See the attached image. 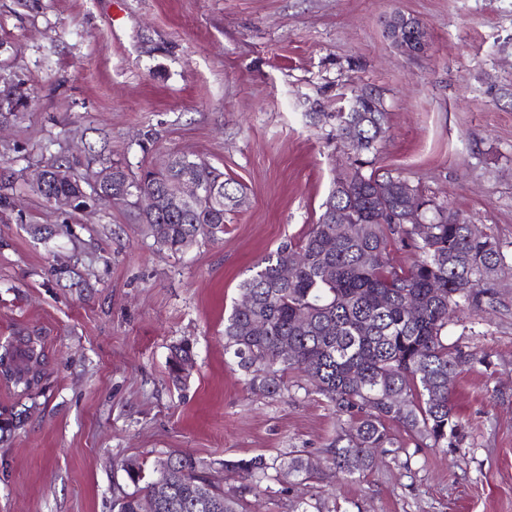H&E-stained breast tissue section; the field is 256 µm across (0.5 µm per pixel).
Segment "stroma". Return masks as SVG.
<instances>
[{
	"label": "stroma",
	"instance_id": "35a3bbf8",
	"mask_svg": "<svg viewBox=\"0 0 512 512\" xmlns=\"http://www.w3.org/2000/svg\"><path fill=\"white\" fill-rule=\"evenodd\" d=\"M400 12L428 47L402 53L384 20ZM27 109L0 126V342L45 336L31 394L0 382V512H112L119 469L181 450L225 487L227 459L300 449L304 484L272 474L257 512H512V0H0V88ZM375 92L389 132L372 168L420 187L498 242L506 269L480 309L461 307L449 347L471 353L452 401L456 447H399L361 483L332 476L339 425L316 395L248 390L224 355V318L254 263L316 223L354 158L336 114ZM189 153L241 184L224 238L172 253L134 208L59 211L33 190L67 157L80 180L110 163L138 168ZM31 224L58 229L49 242ZM195 349L186 386L173 344ZM194 349L193 345L189 343L188 341H183L180 343H177L173 345L170 349V356L168 360V367L170 371V375L173 378V381L180 384H185L186 377L190 373V370L192 368V364H186L184 365L182 369V375L181 376V367L185 362L193 361L194 360Z\"/></svg>",
	"mask_w": 512,
	"mask_h": 512
}]
</instances>
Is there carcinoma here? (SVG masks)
Instances as JSON below:
<instances>
[{"mask_svg":"<svg viewBox=\"0 0 512 512\" xmlns=\"http://www.w3.org/2000/svg\"><path fill=\"white\" fill-rule=\"evenodd\" d=\"M336 127L359 154L375 151L389 130L387 113L359 97L351 111L336 113ZM363 168L357 159L336 180L319 221L302 239L280 244L254 266L239 285L251 307L236 304L224 319V355L236 361L249 389L280 394L288 389V373L298 372L337 416L347 417L326 453L336 474L351 483L373 469L375 451L392 445L390 423L402 426L418 446L446 448L462 441L451 385L470 355L448 347L445 329L460 304L481 305L487 293L481 285L505 260L495 239L420 190L419 217L427 224L406 221L403 180ZM114 169V191L130 199L138 190L161 191L186 165L173 153L137 174L120 165ZM193 173L220 184L223 202L206 198L179 215L141 218L146 234L171 251H184L201 234L222 239L224 207L242 201V188L224 179L223 171L204 162ZM397 242L414 254L406 267L391 257ZM292 252L303 263L285 280L280 270ZM409 298L413 315L406 309ZM284 343L292 347L286 358L279 356ZM3 351L21 370L45 366L44 337L37 329H18ZM194 356L187 341L171 347L173 381L185 383L181 367ZM120 469L135 490L114 496L112 512H247L245 493L268 491L269 470L299 482L311 478L309 459L298 450L282 460L256 455L224 461L225 470L248 481L240 490L220 488L181 451L148 471L135 459L123 460ZM158 480L168 485L161 502L154 496Z\"/></svg>","mask_w":512,"mask_h":512,"instance_id":"carcinoma-1","label":"carcinoma"}]
</instances>
